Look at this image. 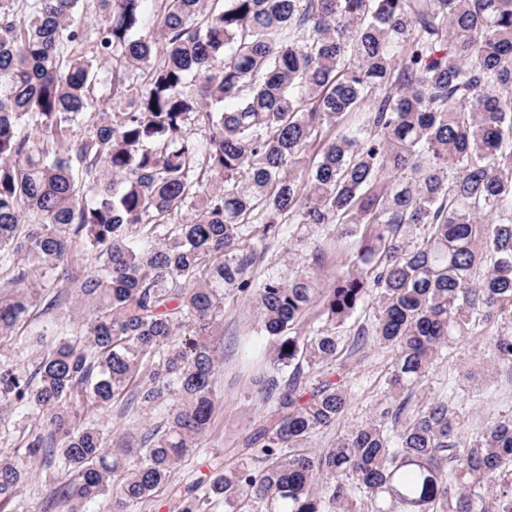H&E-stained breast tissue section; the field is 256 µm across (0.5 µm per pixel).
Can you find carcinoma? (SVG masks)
<instances>
[{"label":"carcinoma","mask_w":512,"mask_h":512,"mask_svg":"<svg viewBox=\"0 0 512 512\" xmlns=\"http://www.w3.org/2000/svg\"><path fill=\"white\" fill-rule=\"evenodd\" d=\"M15 2L0 0V273L17 288L0 341L70 280L73 252L96 265L77 284L88 317L31 371L0 360V414L45 417L25 455L70 472L72 512L152 501L198 447L226 288L249 294L275 372L246 457L179 512H350L362 492L376 512H512V417L466 445L452 393L409 408L464 336L512 370V330H492L512 322V0ZM285 224L357 237L355 271L324 286L290 266L252 287L264 251L244 242ZM371 297L359 334L397 351L386 401L317 451L352 399L323 368ZM128 394L166 408L139 441L73 424ZM26 477L0 458V508L25 512Z\"/></svg>","instance_id":"cac0c4a2"}]
</instances>
